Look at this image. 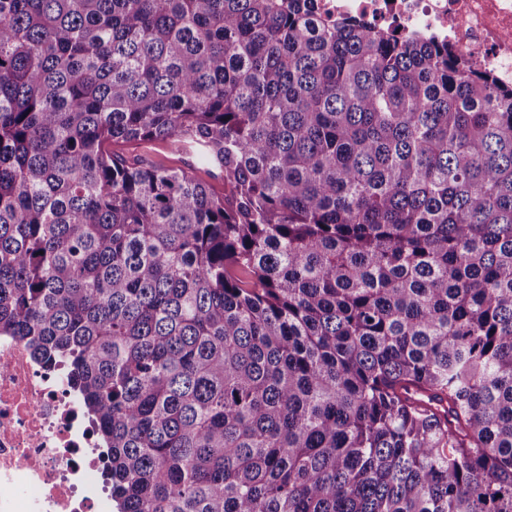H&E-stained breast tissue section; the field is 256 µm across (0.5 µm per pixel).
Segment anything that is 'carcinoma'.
<instances>
[{"instance_id":"1","label":"carcinoma","mask_w":512,"mask_h":512,"mask_svg":"<svg viewBox=\"0 0 512 512\" xmlns=\"http://www.w3.org/2000/svg\"><path fill=\"white\" fill-rule=\"evenodd\" d=\"M314 2L0 0V336L115 512H512V87ZM112 152L129 161L144 160L157 166L184 169L196 180L207 185L219 197L224 196V173L200 162L195 151L176 149L168 142H155L150 147L135 144H114Z\"/></svg>"}]
</instances>
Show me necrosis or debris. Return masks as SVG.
<instances>
[{
  "label": "necrosis or debris",
  "mask_w": 512,
  "mask_h": 512,
  "mask_svg": "<svg viewBox=\"0 0 512 512\" xmlns=\"http://www.w3.org/2000/svg\"><path fill=\"white\" fill-rule=\"evenodd\" d=\"M448 42L474 70L512 86V0H317ZM77 393L17 339L0 336V512H95L108 502L103 462Z\"/></svg>",
  "instance_id": "1"
}]
</instances>
